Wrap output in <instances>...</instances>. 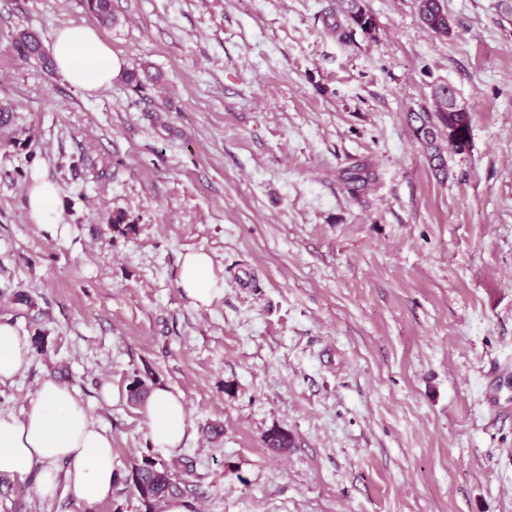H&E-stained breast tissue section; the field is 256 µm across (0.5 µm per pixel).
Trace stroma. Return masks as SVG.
Returning a JSON list of instances; mask_svg holds the SVG:
<instances>
[{"label": "stroma", "instance_id": "1", "mask_svg": "<svg viewBox=\"0 0 512 512\" xmlns=\"http://www.w3.org/2000/svg\"><path fill=\"white\" fill-rule=\"evenodd\" d=\"M362 3L375 37L340 36L336 0H112L114 26L0 0V322L45 338L1 413L65 367L124 474L152 448L127 391L149 376L183 398L192 512H512V0H445L446 39L418 0ZM71 23L159 82L89 93L13 49ZM443 81L470 114L444 180L407 120ZM35 169L64 233L28 217ZM199 249L206 307L179 286ZM0 512L144 507L31 475L0 478ZM443 2V0H418V13L420 23L427 32L448 37L452 35L453 27ZM342 179L349 193L353 194L365 188L372 180L366 164H358L344 171ZM179 286L196 306H207L213 301L218 288L207 252L197 250L184 255Z\"/></svg>", "mask_w": 512, "mask_h": 512}]
</instances>
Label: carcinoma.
<instances>
[{"mask_svg": "<svg viewBox=\"0 0 512 512\" xmlns=\"http://www.w3.org/2000/svg\"><path fill=\"white\" fill-rule=\"evenodd\" d=\"M339 11L349 31H360L370 37L376 32L374 18L365 10L362 0H338ZM88 11L104 24L114 22L111 0H86ZM419 20L422 27L429 33L448 37L453 33L452 22L444 7L443 0H418ZM17 55L24 59L39 60L45 65L53 66V61L46 54L41 39L33 32H19L13 42ZM127 83L142 87L154 82L157 77L146 69H133L125 74ZM409 120L421 148L426 154L436 175L448 176V149L441 137L442 131H448V139L468 135L470 124H462L457 113L442 110L438 107L424 108L409 114ZM342 179L349 193L354 194L365 188L371 181V172L365 164H358L344 171ZM152 390V386L142 377H135L128 385L129 400L141 403ZM266 447L277 453H284L292 447V439L287 432L273 428L265 437ZM193 464L187 460L183 470L176 464L167 463L151 454L142 456L140 462L131 467L128 474L118 478V482L137 496L145 507V512H156L159 504L170 498L184 495L185 480L181 475H191Z\"/></svg>", "mask_w": 512, "mask_h": 512, "instance_id": "obj_1", "label": "carcinoma"}]
</instances>
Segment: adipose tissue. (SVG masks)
<instances>
[{
	"mask_svg": "<svg viewBox=\"0 0 512 512\" xmlns=\"http://www.w3.org/2000/svg\"><path fill=\"white\" fill-rule=\"evenodd\" d=\"M56 68L87 92L109 85L119 69L110 46L84 25L65 24L53 34ZM32 223L58 226V190L40 172L27 189ZM179 286L197 306L209 305L216 293L213 262L202 250L185 254ZM31 344L10 323H0V382L15 377L31 360ZM139 411L154 447L170 451L185 437V406L170 389L153 388ZM65 469H57V462ZM36 475L41 497L64 491L95 503L111 498L118 472L112 461V436L90 417L77 392L54 379L44 380L21 417L0 414V475Z\"/></svg>",
	"mask_w": 512,
	"mask_h": 512,
	"instance_id": "obj_1",
	"label": "adipose tissue"
}]
</instances>
